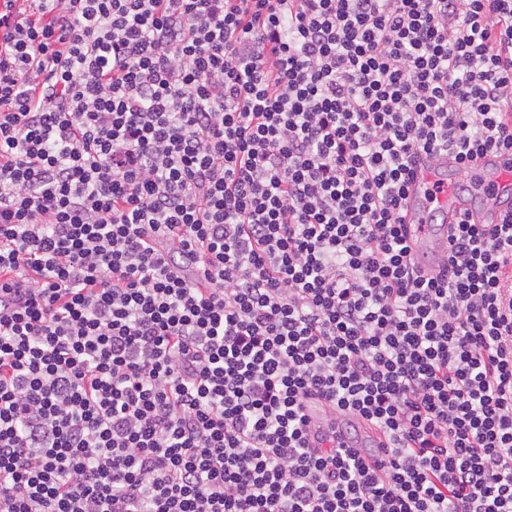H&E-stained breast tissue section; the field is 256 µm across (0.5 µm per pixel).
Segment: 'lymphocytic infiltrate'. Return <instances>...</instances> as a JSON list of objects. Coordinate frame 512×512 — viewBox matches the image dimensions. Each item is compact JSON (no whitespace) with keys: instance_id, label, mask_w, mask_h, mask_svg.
<instances>
[{"instance_id":"obj_1","label":"lymphocytic infiltrate","mask_w":512,"mask_h":512,"mask_svg":"<svg viewBox=\"0 0 512 512\" xmlns=\"http://www.w3.org/2000/svg\"><path fill=\"white\" fill-rule=\"evenodd\" d=\"M512 0H0V512H512ZM476 168L487 175V185L495 194L512 193V166L510 160L498 156H486L480 159ZM456 171L451 159L442 157L438 164L419 165L408 184L405 222L415 238L413 256L420 265L434 267L448 253V221L464 212L473 214L479 222H496L501 210L480 209L475 199L487 196L479 189L483 174L472 173L458 182L455 191Z\"/></svg>"}]
</instances>
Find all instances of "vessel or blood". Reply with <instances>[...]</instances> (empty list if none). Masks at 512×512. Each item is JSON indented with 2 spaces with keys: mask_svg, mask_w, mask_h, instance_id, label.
<instances>
[{
  "mask_svg": "<svg viewBox=\"0 0 512 512\" xmlns=\"http://www.w3.org/2000/svg\"><path fill=\"white\" fill-rule=\"evenodd\" d=\"M476 167L487 175L494 193H512V162L498 156L480 159ZM456 171L449 158L438 164H422L408 184L405 221L414 237L413 256L420 265L433 267L448 252L447 223L462 213L473 214L480 222L497 221L495 209L479 208L475 199L457 195Z\"/></svg>",
  "mask_w": 512,
  "mask_h": 512,
  "instance_id": "1",
  "label": "vessel or blood"
}]
</instances>
